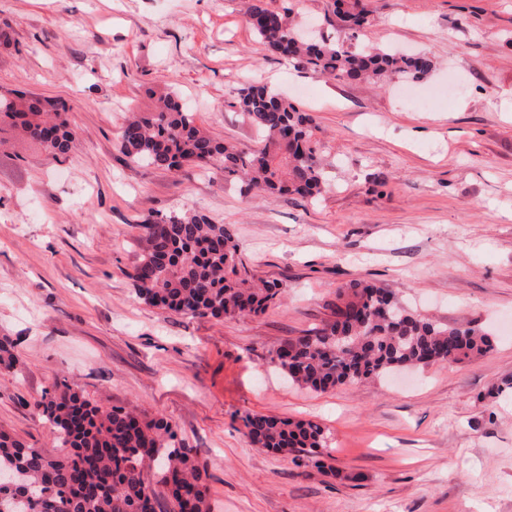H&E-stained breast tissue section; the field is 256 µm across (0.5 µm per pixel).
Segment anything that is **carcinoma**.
<instances>
[{
    "instance_id": "obj_1",
    "label": "carcinoma",
    "mask_w": 512,
    "mask_h": 512,
    "mask_svg": "<svg viewBox=\"0 0 512 512\" xmlns=\"http://www.w3.org/2000/svg\"><path fill=\"white\" fill-rule=\"evenodd\" d=\"M331 2L333 14L351 33L367 23L362 0ZM247 23L272 53L337 81H421L434 69V61L422 53L350 50L329 38L297 39L289 8H275L272 0H250ZM237 105L263 135L262 146L238 147L208 134L177 96L168 95L155 110L126 120L120 151L135 164L172 170L218 162L244 189L272 195L313 201L330 188L311 146L309 114L260 84L241 87ZM69 111L66 103L38 95H0V115L18 122L53 158L78 142ZM140 227L146 247L129 277L137 297L149 306L219 320L262 313L282 294L279 285L254 278L234 229L201 211L147 218ZM492 347L480 329L442 325L382 287L351 281L336 287L325 324L285 341L272 362L294 383L324 392L406 367L481 356ZM18 362L13 343L1 339L0 370L8 372ZM33 408L71 452L53 457L1 431L0 475L11 482L0 484V512H156L146 449L165 473L172 512H208L206 465L194 449L172 444L173 432L163 419L142 420L123 408L103 411L64 381L44 392ZM243 425L252 445L284 455L304 453L318 469L334 472L322 460L327 437L318 424L248 413Z\"/></svg>"
}]
</instances>
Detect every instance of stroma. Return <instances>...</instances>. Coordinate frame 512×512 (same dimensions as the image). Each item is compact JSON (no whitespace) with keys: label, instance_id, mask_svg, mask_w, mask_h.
Here are the masks:
<instances>
[{"label":"stroma","instance_id":"stroma-1","mask_svg":"<svg viewBox=\"0 0 512 512\" xmlns=\"http://www.w3.org/2000/svg\"><path fill=\"white\" fill-rule=\"evenodd\" d=\"M357 34L328 0H275L346 48L430 56L413 83L338 82L258 42L249 0H0V92L66 101L78 143L55 159L0 122V431L60 455L29 402L68 379L93 405L169 423L207 464L208 512H512V0H366ZM464 83L462 93L427 92ZM263 83L315 120L331 180L317 201L243 192L220 165L130 162L127 113L177 93L198 124L258 146L236 104ZM197 209L236 231L283 294L261 315L192 318L144 304L129 274L145 218ZM368 280L422 315L490 333L483 356L302 388L271 353L321 325L338 284ZM248 413L328 436L332 476L253 446Z\"/></svg>","mask_w":512,"mask_h":512}]
</instances>
